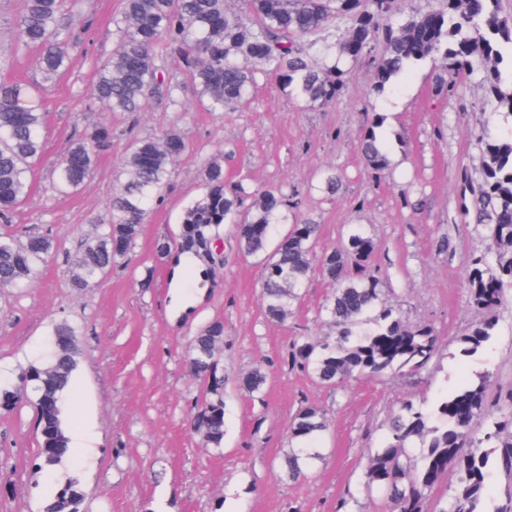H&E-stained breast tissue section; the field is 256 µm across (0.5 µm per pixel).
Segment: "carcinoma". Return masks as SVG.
Here are the masks:
<instances>
[{"mask_svg": "<svg viewBox=\"0 0 512 512\" xmlns=\"http://www.w3.org/2000/svg\"><path fill=\"white\" fill-rule=\"evenodd\" d=\"M62 0H24L14 23L11 54L34 48L37 65L51 80L65 72L74 47L70 28L60 20ZM401 0H123L114 18L112 55L97 69L89 99L110 112H145L152 98L180 106L182 81L163 69L160 59L178 58L198 103L224 112L245 102L259 72L276 76L308 105H326L345 88L346 66L366 57L374 68V91L412 66L442 61L451 78L479 71L489 84L494 107L512 118V20L499 0H444L435 13L416 14L398 26ZM345 22L336 42L321 33ZM40 90L20 83L0 84V216L24 200L43 152L44 113L31 105ZM482 150L479 178L468 181L478 207L472 222L481 228L487 249L475 259L467 283L471 305L482 318L458 339L459 355L485 350L496 335L497 310L512 291V131L478 136ZM361 152L374 174L389 160L375 129L360 136ZM109 146L103 128L76 142L55 169L61 193L78 189L98 153ZM186 142L169 130L130 146L112 188L102 232L73 263L72 285L86 288L125 255L150 209L164 199L174 157ZM205 193L183 216L175 244L155 246L156 260L180 263L185 256L210 281L219 228L233 224L240 247L265 269L263 300L269 319L284 322L313 266L334 291L325 313L336 328L334 341L303 336L292 359L325 386L358 377L384 379L430 369L438 336L427 324L408 325L383 302L380 277L371 265L374 241L352 228L339 247L317 254L319 225L298 220L301 200L270 187L251 195L240 210L245 189L226 186L218 161L203 171ZM291 223L288 246L271 243L277 224ZM47 235L18 243L0 236V288H25L52 252ZM224 322L215 319L193 336L187 365L200 394L191 410L194 431L214 450L224 441V374L221 369ZM77 347L74 331L63 324L54 332L47 362L21 368L16 382L0 386V411L21 404L35 409L41 464L52 467L70 455L63 400L75 392ZM327 430L316 406L302 408L290 425L284 463L288 476L305 473L316 459L313 443ZM454 479L447 497L435 491ZM364 483L382 495L384 512H512V384L504 386L492 369L443 392L432 402L407 400L391 418L387 434L371 451ZM84 492L73 477L47 499L41 512H81Z\"/></svg>", "mask_w": 512, "mask_h": 512, "instance_id": "1", "label": "carcinoma"}]
</instances>
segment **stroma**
<instances>
[{"label":"stroma","instance_id":"stroma-1","mask_svg":"<svg viewBox=\"0 0 512 512\" xmlns=\"http://www.w3.org/2000/svg\"><path fill=\"white\" fill-rule=\"evenodd\" d=\"M78 2L79 13L67 8L61 15L75 41L67 73L45 80L30 51L0 64V81L45 88L44 150L33 188L0 219V234L54 240L35 282L0 288V383H13L21 367L45 359L55 326L69 324L79 346L78 397L65 400L64 419L66 427L85 429L87 445L41 467L32 406L0 412V512H40L43 500L75 474L83 512H379L363 472L401 400L435 399L489 367L501 383L512 382V302L500 310L488 349L464 358L457 342L478 317L468 301V264L486 247L469 222L472 196L463 192L461 174L478 172V132L511 131L512 118L494 111L480 75L459 77L445 91L442 65L428 62L377 95L373 69L363 60L350 66L344 92L325 106H300L278 79L262 76L248 103L233 112L199 109L188 84L181 107L159 99L146 112H108L85 92L98 62L112 52V20L122 0ZM380 116L389 167L377 180L358 141ZM98 127L111 132V149L98 156L78 191L57 193L58 159ZM172 127L188 148L171 166L163 203L107 273L92 287L73 288L74 259L99 232L131 141ZM213 159L223 160L225 176L246 191H305L300 216L319 224L318 248L338 246L353 225L369 234L386 304L409 324L431 325L440 340L436 369L317 385L290 353L299 337L335 336L319 315L331 284L312 271L288 320H268L262 265L239 249L232 225L224 227V264L209 287L173 279L168 265L155 263L156 241L178 236L180 216L203 193L202 169ZM331 171L342 178L333 195L321 184ZM443 237L450 250L438 249ZM145 277L150 287H141ZM215 318L224 322L220 453L190 428L199 387L186 366L192 336ZM259 364L266 383L247 392L241 381ZM307 405L324 413L328 429L317 443L320 459L293 479L282 468L288 429Z\"/></svg>","mask_w":512,"mask_h":512}]
</instances>
